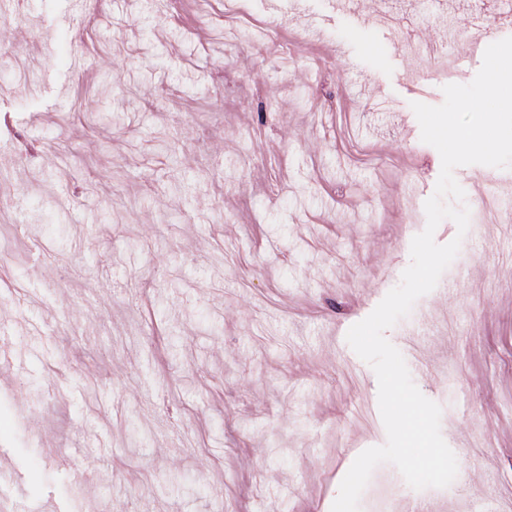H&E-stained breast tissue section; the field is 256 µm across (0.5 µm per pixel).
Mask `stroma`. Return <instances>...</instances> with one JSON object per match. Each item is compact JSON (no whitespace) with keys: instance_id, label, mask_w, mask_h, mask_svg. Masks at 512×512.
Here are the masks:
<instances>
[{"instance_id":"1","label":"stroma","mask_w":512,"mask_h":512,"mask_svg":"<svg viewBox=\"0 0 512 512\" xmlns=\"http://www.w3.org/2000/svg\"><path fill=\"white\" fill-rule=\"evenodd\" d=\"M496 0H0V496L62 512H331L383 445L346 341L408 267L443 103ZM319 16L310 42L300 18ZM270 116L259 124L260 109ZM42 142L18 155L13 129ZM468 231L386 331L471 487L378 465L360 512L512 507V169L456 168ZM32 325L42 334L29 333Z\"/></svg>"}]
</instances>
